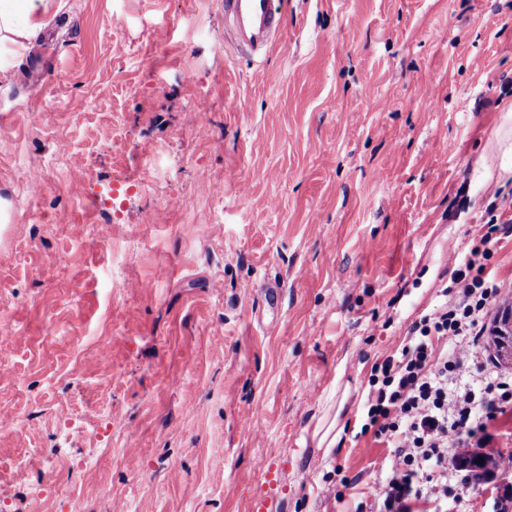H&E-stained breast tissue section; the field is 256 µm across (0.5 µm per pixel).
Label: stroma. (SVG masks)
Segmentation results:
<instances>
[{"instance_id":"1","label":"stroma","mask_w":512,"mask_h":512,"mask_svg":"<svg viewBox=\"0 0 512 512\" xmlns=\"http://www.w3.org/2000/svg\"><path fill=\"white\" fill-rule=\"evenodd\" d=\"M58 2L0 82V501L377 512L371 369L512 221V181L474 177L512 0H279L259 56L224 0ZM485 436L512 471V407ZM502 489L452 470L411 508Z\"/></svg>"}]
</instances>
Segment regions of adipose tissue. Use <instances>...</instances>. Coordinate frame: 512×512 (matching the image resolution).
Listing matches in <instances>:
<instances>
[{
    "mask_svg": "<svg viewBox=\"0 0 512 512\" xmlns=\"http://www.w3.org/2000/svg\"><path fill=\"white\" fill-rule=\"evenodd\" d=\"M54 0H0V78L36 39Z\"/></svg>",
    "mask_w": 512,
    "mask_h": 512,
    "instance_id": "obj_1",
    "label": "adipose tissue"
}]
</instances>
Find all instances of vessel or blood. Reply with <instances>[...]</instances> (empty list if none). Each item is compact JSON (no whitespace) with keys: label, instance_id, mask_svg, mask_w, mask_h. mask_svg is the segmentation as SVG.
<instances>
[{"label":"vessel or blood","instance_id":"1","mask_svg":"<svg viewBox=\"0 0 512 512\" xmlns=\"http://www.w3.org/2000/svg\"><path fill=\"white\" fill-rule=\"evenodd\" d=\"M282 28L276 0H224V43L264 53Z\"/></svg>","mask_w":512,"mask_h":512}]
</instances>
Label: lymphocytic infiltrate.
I'll return each instance as SVG.
<instances>
[{
	"instance_id": "lymphocytic-infiltrate-1",
	"label": "lymphocytic infiltrate",
	"mask_w": 512,
	"mask_h": 512,
	"mask_svg": "<svg viewBox=\"0 0 512 512\" xmlns=\"http://www.w3.org/2000/svg\"><path fill=\"white\" fill-rule=\"evenodd\" d=\"M507 237H512V224L489 214L474 233L470 259H448L454 271L444 289L447 306L421 316L412 324L407 342L372 368L362 428L387 438L393 448L389 481L377 493L379 512H412L426 469L447 472L454 449L481 442L485 420L512 405V378L506 376L486 386L477 416L467 401L448 391L449 375L464 374L474 363L473 350L480 345L485 319L500 294L487 265L493 244ZM443 341L452 344V351L440 349Z\"/></svg>"
}]
</instances>
